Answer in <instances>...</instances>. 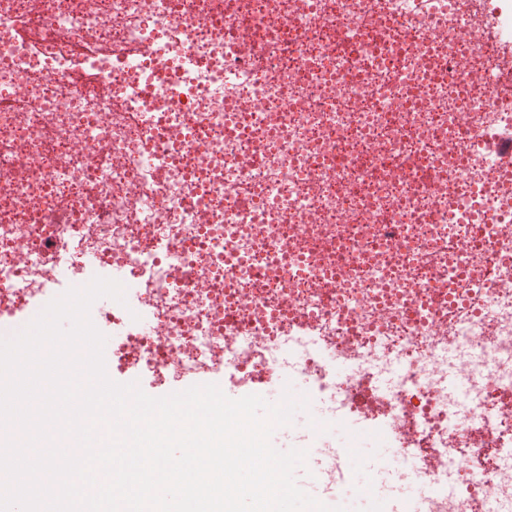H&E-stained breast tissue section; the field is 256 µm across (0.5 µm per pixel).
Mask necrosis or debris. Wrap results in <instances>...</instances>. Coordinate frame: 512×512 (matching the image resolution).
<instances>
[{
    "label": "necrosis or debris",
    "instance_id": "obj_1",
    "mask_svg": "<svg viewBox=\"0 0 512 512\" xmlns=\"http://www.w3.org/2000/svg\"><path fill=\"white\" fill-rule=\"evenodd\" d=\"M289 378L418 512H512V0H0V335Z\"/></svg>",
    "mask_w": 512,
    "mask_h": 512
}]
</instances>
